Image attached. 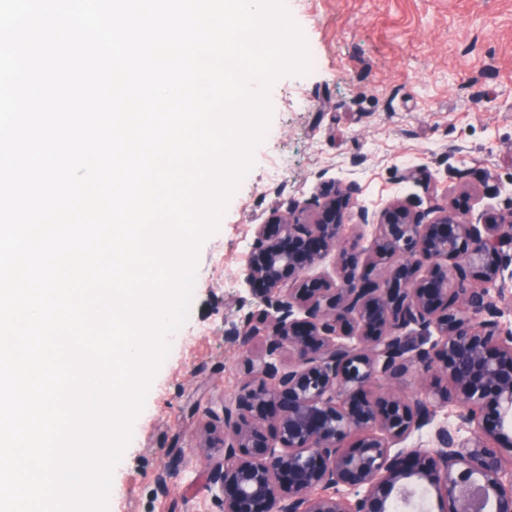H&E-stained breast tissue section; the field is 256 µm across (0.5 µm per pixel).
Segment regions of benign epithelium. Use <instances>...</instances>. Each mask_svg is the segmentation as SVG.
<instances>
[{"mask_svg":"<svg viewBox=\"0 0 512 512\" xmlns=\"http://www.w3.org/2000/svg\"><path fill=\"white\" fill-rule=\"evenodd\" d=\"M358 193L333 182L256 225L244 280L260 308L236 331L249 379L224 403L212 496L221 512H512V206L474 218L429 181L375 216ZM330 256L338 279L304 277ZM449 405L457 426L434 424ZM268 406L270 425L253 414Z\"/></svg>","mask_w":512,"mask_h":512,"instance_id":"benign-epithelium-1","label":"benign epithelium"}]
</instances>
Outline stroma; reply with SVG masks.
Returning <instances> with one entry per match:
<instances>
[{
  "label": "stroma",
  "instance_id": "obj_1",
  "mask_svg": "<svg viewBox=\"0 0 512 512\" xmlns=\"http://www.w3.org/2000/svg\"><path fill=\"white\" fill-rule=\"evenodd\" d=\"M282 2L310 69L269 90L268 129L198 249L190 317L132 422L107 512H219L204 459L223 458L224 403L248 379L230 329L257 308L244 271L256 225L280 200L309 198L340 179L356 182L361 203L377 213L423 195L401 179L416 167L459 209L512 204V0ZM462 172L482 185L480 195L463 192Z\"/></svg>",
  "mask_w": 512,
  "mask_h": 512
}]
</instances>
